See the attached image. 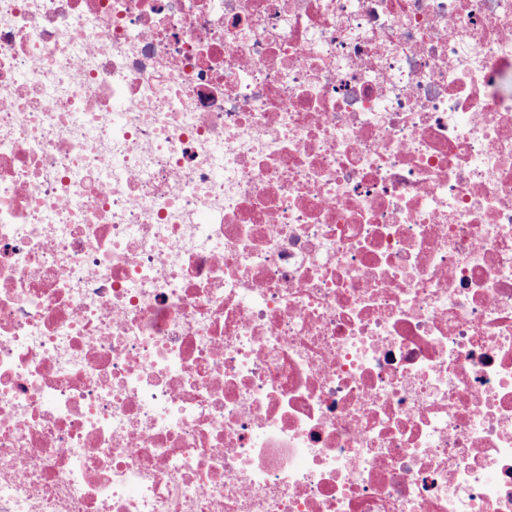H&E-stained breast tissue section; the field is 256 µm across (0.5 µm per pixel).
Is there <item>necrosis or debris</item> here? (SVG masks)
Wrapping results in <instances>:
<instances>
[{
  "mask_svg": "<svg viewBox=\"0 0 512 512\" xmlns=\"http://www.w3.org/2000/svg\"><path fill=\"white\" fill-rule=\"evenodd\" d=\"M0 512H512V0H0Z\"/></svg>",
  "mask_w": 512,
  "mask_h": 512,
  "instance_id": "4bbe7bcc",
  "label": "necrosis or debris"
}]
</instances>
